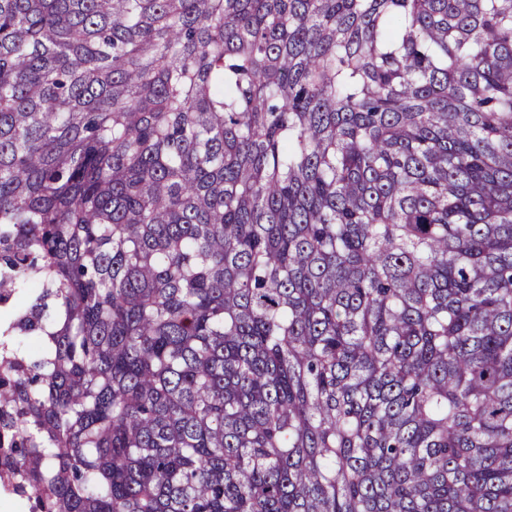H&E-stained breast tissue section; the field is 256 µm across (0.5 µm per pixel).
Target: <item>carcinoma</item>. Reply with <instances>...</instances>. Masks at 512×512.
<instances>
[{"mask_svg": "<svg viewBox=\"0 0 512 512\" xmlns=\"http://www.w3.org/2000/svg\"><path fill=\"white\" fill-rule=\"evenodd\" d=\"M2 481L512 512V0H0Z\"/></svg>", "mask_w": 512, "mask_h": 512, "instance_id": "cac0c4a2", "label": "carcinoma"}]
</instances>
